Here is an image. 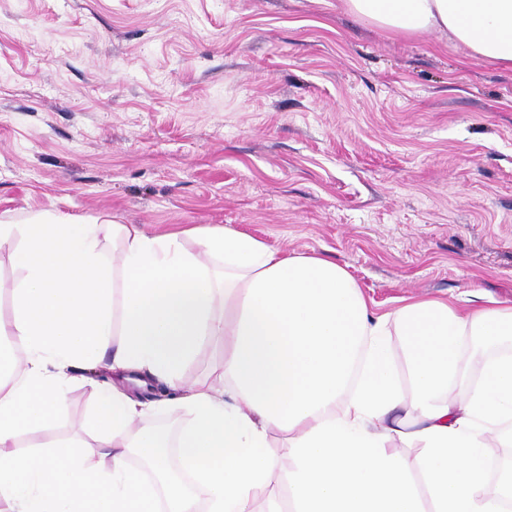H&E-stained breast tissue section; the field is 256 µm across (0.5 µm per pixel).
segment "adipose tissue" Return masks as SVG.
I'll return each mask as SVG.
<instances>
[{
    "instance_id": "obj_1",
    "label": "adipose tissue",
    "mask_w": 512,
    "mask_h": 512,
    "mask_svg": "<svg viewBox=\"0 0 512 512\" xmlns=\"http://www.w3.org/2000/svg\"><path fill=\"white\" fill-rule=\"evenodd\" d=\"M342 6L512 69V0ZM4 246L0 512H512V468H490L512 447V305L378 314L335 262L221 224L48 211L0 218ZM207 339L218 386L185 375ZM86 383L93 440L50 435ZM153 383L186 412L174 440L132 394Z\"/></svg>"
}]
</instances>
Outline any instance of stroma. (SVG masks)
<instances>
[{
  "label": "stroma",
  "instance_id": "35a3bbf8",
  "mask_svg": "<svg viewBox=\"0 0 512 512\" xmlns=\"http://www.w3.org/2000/svg\"><path fill=\"white\" fill-rule=\"evenodd\" d=\"M34 211L227 225L380 314L512 305V71L339 0H0V215Z\"/></svg>",
  "mask_w": 512,
  "mask_h": 512
}]
</instances>
